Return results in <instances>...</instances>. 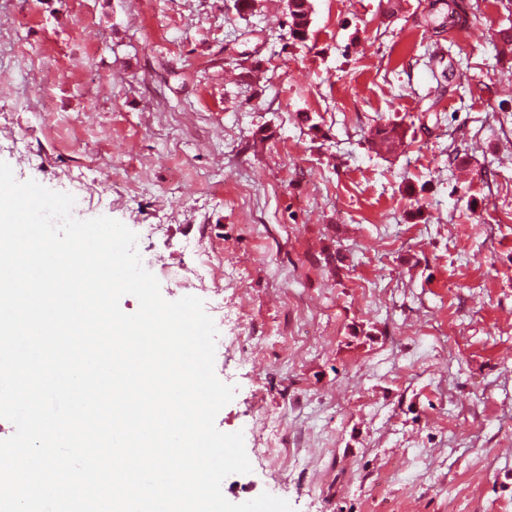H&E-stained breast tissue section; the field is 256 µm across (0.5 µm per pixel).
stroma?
I'll return each mask as SVG.
<instances>
[{
	"instance_id": "obj_1",
	"label": "stroma",
	"mask_w": 512,
	"mask_h": 512,
	"mask_svg": "<svg viewBox=\"0 0 512 512\" xmlns=\"http://www.w3.org/2000/svg\"><path fill=\"white\" fill-rule=\"evenodd\" d=\"M311 2L299 42L286 0H0V161L240 337L215 354L216 426L252 454L227 500L512 512V0H458L456 34L421 25L433 0Z\"/></svg>"
}]
</instances>
